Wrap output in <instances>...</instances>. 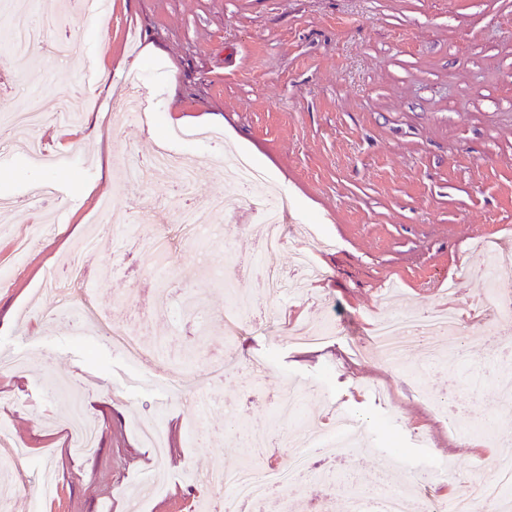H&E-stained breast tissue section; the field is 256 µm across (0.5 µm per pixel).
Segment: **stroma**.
<instances>
[{"instance_id":"35a3bbf8","label":"stroma","mask_w":512,"mask_h":512,"mask_svg":"<svg viewBox=\"0 0 512 512\" xmlns=\"http://www.w3.org/2000/svg\"><path fill=\"white\" fill-rule=\"evenodd\" d=\"M82 52L70 60L32 50L11 76L1 106L38 102L41 141L72 153L71 164L34 163L23 146L0 157V425L21 457L0 455V512H127V495L146 477L161 488L140 512H227L229 492L202 481L240 465L245 445L227 428L233 406L248 428L265 434L287 464L292 424L277 415L289 385L307 397L304 417L323 434L341 416L361 421V447L330 463L332 490L307 484L290 492L296 512H350V494L387 482L421 501L438 486L421 484L426 468L454 465L488 476L497 451L473 440L478 420L496 414L488 336L474 318L492 316V294L512 296V274L493 269L483 237L512 240V0H112L103 16L65 17ZM167 62H144L148 44ZM146 92L141 122L112 109L130 82ZM75 104L72 130L55 127L57 108ZM201 161L195 196H225L222 244L193 245L160 208L179 176L160 177L137 195L124 185V151L150 159L159 142ZM244 155L261 167L288 204L286 241L275 261L293 275L306 252L321 278L295 299L270 297L258 284L262 226L224 175ZM51 183L63 200H28ZM130 222L164 235L173 274L168 305L139 329L145 346L168 340V355L128 358L108 335L130 321L133 300L151 298L155 260L130 245L105 248L71 281L68 261L81 237L105 236ZM29 238L17 256L15 243ZM224 272L212 284L206 268ZM95 313L71 326L41 318L52 299L49 275ZM252 316L229 335L231 293ZM452 305L454 336L409 338L404 361L417 366L430 345H461V368L412 383L369 346L383 314L424 313ZM205 344L233 350L236 371L220 383L221 403L196 410L197 373L187 353ZM178 374L186 388L166 387ZM79 398L97 433L94 452L73 451L69 404ZM447 399L464 420L456 435L433 417ZM339 415V416H340ZM164 423V460L141 434ZM204 422L190 443L187 425ZM58 476L54 497L39 495L42 468Z\"/></svg>"}]
</instances>
